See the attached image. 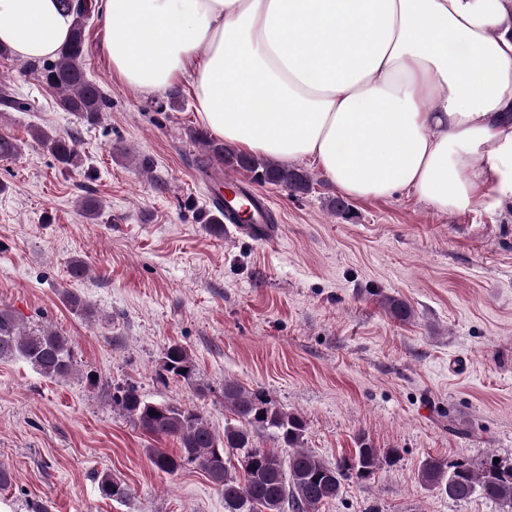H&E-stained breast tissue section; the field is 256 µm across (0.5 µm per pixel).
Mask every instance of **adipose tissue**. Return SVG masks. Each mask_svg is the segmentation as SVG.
<instances>
[{"mask_svg":"<svg viewBox=\"0 0 512 512\" xmlns=\"http://www.w3.org/2000/svg\"><path fill=\"white\" fill-rule=\"evenodd\" d=\"M102 53L153 94L191 73L216 137L357 199L512 200V0H101ZM59 0H0V43L54 56ZM496 194L488 196L485 187Z\"/></svg>","mask_w":512,"mask_h":512,"instance_id":"1","label":"adipose tissue"}]
</instances>
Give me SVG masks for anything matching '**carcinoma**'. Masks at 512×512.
<instances>
[{"label":"carcinoma","instance_id":"carcinoma-1","mask_svg":"<svg viewBox=\"0 0 512 512\" xmlns=\"http://www.w3.org/2000/svg\"><path fill=\"white\" fill-rule=\"evenodd\" d=\"M74 15V26L67 43L52 59L35 61L25 69L34 72L46 86L61 94L60 103L67 112L93 122L110 107L99 86L87 78L84 69L85 19L88 0H60ZM47 151L62 165L78 168L82 158L77 138L72 134L52 136L44 131L35 135ZM210 157L218 163L253 174L258 184L278 185L291 194L309 191L307 173L282 165L270 158L238 152L224 143L207 142ZM385 307L400 321L411 316V308L395 298H386ZM22 359L39 374L65 379L75 368L71 340L50 328L26 329L9 309L0 308V360ZM161 378L194 382L196 367L188 350L170 344L161 361ZM130 422L154 439L173 437L180 449L170 454L161 448L150 450L154 467L168 475L193 466L202 471L224 494L225 512H319L328 500L336 498L345 482L363 480L384 465L398 459L395 448H376L360 439L358 448L348 457L326 464L302 447L306 431L303 417L272 404L259 391H249L231 381L224 383V404L237 424L216 434L195 409L173 403L144 399L130 386L112 396ZM266 437L276 448H260L256 440ZM237 461L241 475L229 472L230 458ZM419 480L438 488L453 500L475 495L497 501L512 509V463H497L480 470L460 463L436 459L426 461ZM120 489L118 499L128 497V489L105 472L98 476L102 497L113 498L112 489Z\"/></svg>","mask_w":512,"mask_h":512}]
</instances>
